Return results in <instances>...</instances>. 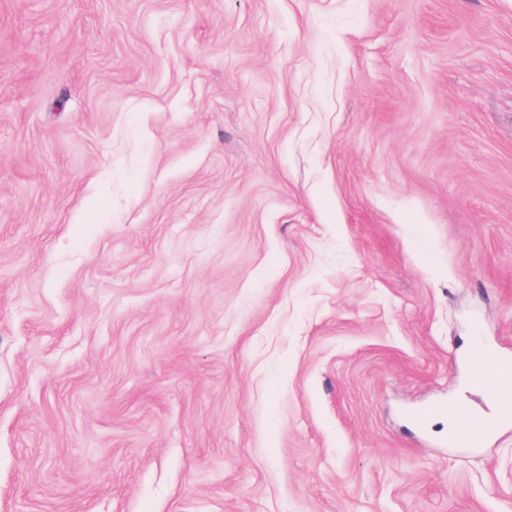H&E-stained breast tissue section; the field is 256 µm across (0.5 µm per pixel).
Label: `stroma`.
Returning <instances> with one entry per match:
<instances>
[{
	"label": "stroma",
	"instance_id": "1",
	"mask_svg": "<svg viewBox=\"0 0 512 512\" xmlns=\"http://www.w3.org/2000/svg\"><path fill=\"white\" fill-rule=\"evenodd\" d=\"M512 0H0V512H512ZM480 354L471 360L472 379L482 386L486 384L485 391L489 402L494 407L493 416H484L481 413L470 415L471 426L467 427L468 417L459 411L454 412L456 418L455 428L465 430L463 434H451L448 443L456 446L478 447L483 441L497 431L500 425L512 422V387L504 383L502 377L505 372L512 376V362L480 349ZM490 368V370H488ZM488 372L502 381L503 385L489 387Z\"/></svg>",
	"mask_w": 512,
	"mask_h": 512
}]
</instances>
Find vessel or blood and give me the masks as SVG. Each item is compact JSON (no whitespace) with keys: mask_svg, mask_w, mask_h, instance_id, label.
Segmentation results:
<instances>
[{"mask_svg":"<svg viewBox=\"0 0 512 512\" xmlns=\"http://www.w3.org/2000/svg\"><path fill=\"white\" fill-rule=\"evenodd\" d=\"M472 378L486 385L487 397L495 413L486 416L480 413L471 414V426L463 434H452L448 437L449 444L465 447L480 446L483 441L497 431L500 425L512 422V385L493 386L489 383L490 376L512 375V361L483 351L471 360Z\"/></svg>","mask_w":512,"mask_h":512,"instance_id":"b4317fda","label":"vessel or blood"}]
</instances>
